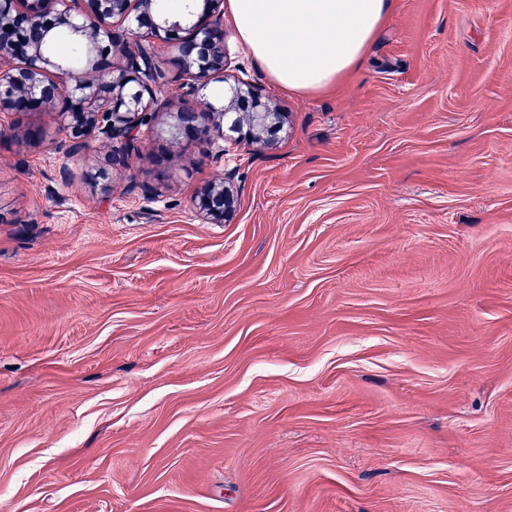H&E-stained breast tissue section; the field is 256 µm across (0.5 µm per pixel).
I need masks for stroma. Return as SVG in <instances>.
Instances as JSON below:
<instances>
[{"mask_svg": "<svg viewBox=\"0 0 512 512\" xmlns=\"http://www.w3.org/2000/svg\"><path fill=\"white\" fill-rule=\"evenodd\" d=\"M224 45L273 147L0 117V512H512V0H393L333 93ZM195 202L199 212L213 224L223 223L235 208L234 195L224 181L208 185Z\"/></svg>", "mask_w": 512, "mask_h": 512, "instance_id": "35a3bbf8", "label": "stroma"}]
</instances>
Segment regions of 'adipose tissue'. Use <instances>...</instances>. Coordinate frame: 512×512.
Masks as SVG:
<instances>
[{"label":"adipose tissue","mask_w":512,"mask_h":512,"mask_svg":"<svg viewBox=\"0 0 512 512\" xmlns=\"http://www.w3.org/2000/svg\"><path fill=\"white\" fill-rule=\"evenodd\" d=\"M392 0H226L237 39L281 90L328 91L359 66Z\"/></svg>","instance_id":"obj_1"}]
</instances>
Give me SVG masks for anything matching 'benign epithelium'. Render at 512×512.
I'll list each match as a JSON object with an SVG mask.
<instances>
[{
	"label": "benign epithelium",
	"instance_id": "obj_1",
	"mask_svg": "<svg viewBox=\"0 0 512 512\" xmlns=\"http://www.w3.org/2000/svg\"><path fill=\"white\" fill-rule=\"evenodd\" d=\"M156 0H0V114L57 110L62 130L71 140L68 151L88 147L98 133L120 138L133 148L136 130L154 121V87L165 83L155 75L153 56L141 40L167 42L182 33L172 65L188 92L224 79L223 0H189L182 12L161 15ZM122 33L115 31L116 25ZM87 45L86 69L75 73L47 48L60 31ZM254 102L240 139L274 146L265 134L280 123L281 113L262 100L251 84L238 82L224 99L167 113L172 138L199 140L224 136L239 128V102ZM199 212L221 224L235 208L232 191L213 182L196 198Z\"/></svg>",
	"mask_w": 512,
	"mask_h": 512
}]
</instances>
